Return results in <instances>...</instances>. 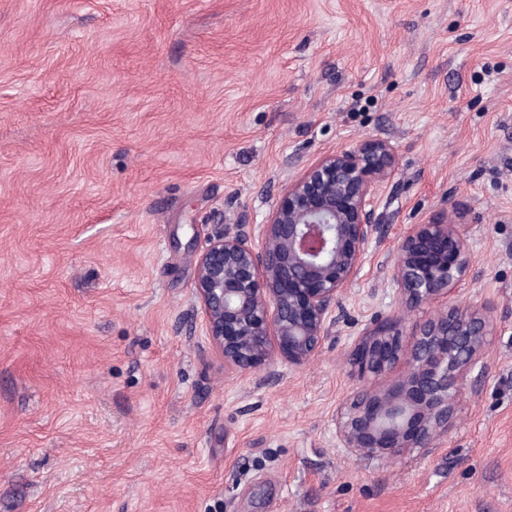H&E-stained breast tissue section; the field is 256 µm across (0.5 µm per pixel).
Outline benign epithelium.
I'll list each match as a JSON object with an SVG mask.
<instances>
[{"label":"benign epithelium","mask_w":512,"mask_h":512,"mask_svg":"<svg viewBox=\"0 0 512 512\" xmlns=\"http://www.w3.org/2000/svg\"><path fill=\"white\" fill-rule=\"evenodd\" d=\"M396 146L374 136L336 150L290 181L264 224L215 225L197 263L196 294L212 345L241 373L280 355L300 366L323 348L332 313L361 270L391 184ZM472 271L466 228L409 224L392 262L403 309L358 334L337 434L367 462L431 452L454 426L468 376L495 336L487 304L460 303Z\"/></svg>","instance_id":"benign-epithelium-1"}]
</instances>
